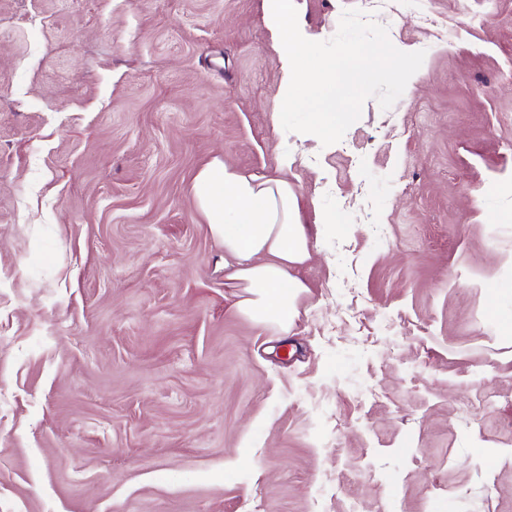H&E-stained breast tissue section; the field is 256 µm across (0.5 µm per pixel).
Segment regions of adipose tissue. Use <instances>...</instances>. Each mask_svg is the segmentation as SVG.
Wrapping results in <instances>:
<instances>
[{
    "label": "adipose tissue",
    "instance_id": "ef3b65f1",
    "mask_svg": "<svg viewBox=\"0 0 512 512\" xmlns=\"http://www.w3.org/2000/svg\"><path fill=\"white\" fill-rule=\"evenodd\" d=\"M193 192L210 234L224 245V278L239 291L238 310L256 326L287 330L305 287L293 271L311 257L292 187L216 158L197 173Z\"/></svg>",
    "mask_w": 512,
    "mask_h": 512
}]
</instances>
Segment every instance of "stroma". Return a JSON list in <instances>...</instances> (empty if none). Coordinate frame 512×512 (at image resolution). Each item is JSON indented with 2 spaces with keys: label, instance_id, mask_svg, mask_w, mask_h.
<instances>
[{
  "label": "stroma",
  "instance_id": "obj_1",
  "mask_svg": "<svg viewBox=\"0 0 512 512\" xmlns=\"http://www.w3.org/2000/svg\"><path fill=\"white\" fill-rule=\"evenodd\" d=\"M297 2L425 53L326 147L263 0H0V512H512V0ZM216 156L297 193L288 334L224 285Z\"/></svg>",
  "mask_w": 512,
  "mask_h": 512
}]
</instances>
